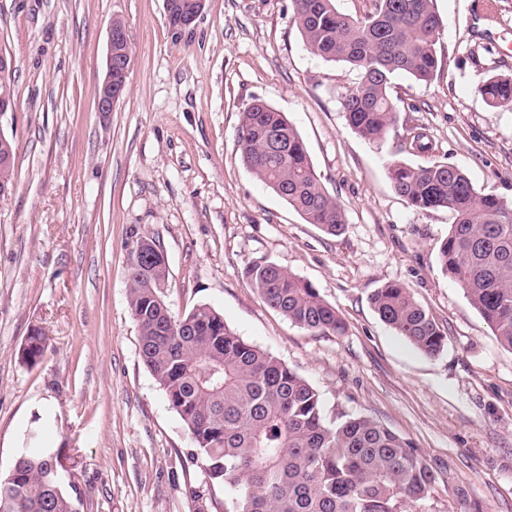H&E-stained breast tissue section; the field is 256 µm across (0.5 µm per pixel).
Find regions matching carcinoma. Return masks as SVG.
<instances>
[{
    "instance_id": "obj_1",
    "label": "carcinoma",
    "mask_w": 512,
    "mask_h": 512,
    "mask_svg": "<svg viewBox=\"0 0 512 512\" xmlns=\"http://www.w3.org/2000/svg\"><path fill=\"white\" fill-rule=\"evenodd\" d=\"M306 48L343 62L358 79L341 100L349 127L368 141L384 138L396 121L392 80L430 81L438 67L442 27L434 0H373L354 17L335 0H293ZM113 60L131 63L129 38L112 42ZM488 104L512 105V76L481 87ZM241 161L308 224L341 234L344 211L322 186L305 143L284 113L255 98L238 127ZM395 191L415 209H445L453 224L439 250L441 271L466 294L500 344L512 351V206L481 195L467 175L443 161L394 162ZM129 307L140 329V357L186 426L192 456L211 482L232 496L224 512H404L424 500L438 471L405 438L365 416L342 411L329 419L319 392L270 353L247 343L216 310L199 306L174 318L164 300L166 265L138 240L130 252ZM253 288L293 324L340 334L345 323L311 284L271 262L246 270ZM387 326L435 357L446 333L400 282L370 298ZM48 348L36 329L21 349L35 365ZM50 444L27 446L0 475V512H79L75 479L56 474Z\"/></svg>"
}]
</instances>
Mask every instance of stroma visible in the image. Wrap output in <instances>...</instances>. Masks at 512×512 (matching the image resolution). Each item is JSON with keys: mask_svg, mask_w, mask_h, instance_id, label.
Instances as JSON below:
<instances>
[{"mask_svg": "<svg viewBox=\"0 0 512 512\" xmlns=\"http://www.w3.org/2000/svg\"><path fill=\"white\" fill-rule=\"evenodd\" d=\"M434 5L438 69L427 83L394 79L397 120L372 143L341 110L355 71L307 50L292 0H206L183 30L168 25L164 0H0L16 92L0 119L16 146L14 186L0 196V474L40 414L76 470L84 512H224V488L193 462L139 356L129 252L149 238L166 257L172 316L217 310L316 388L326 417H370L439 468L406 512H512V353L441 271L452 214L412 208L388 176L392 162L436 159L512 204V108L478 91L512 75V0H496L489 20L473 0ZM115 18L133 57L124 97L100 112ZM256 98L303 138L345 212L341 235L306 223L243 166L237 130ZM415 128L433 155L407 151ZM257 261L312 284L345 332L313 333L267 306L246 275ZM393 281L446 332L438 356L375 313L370 295ZM35 328L49 347L27 365L19 352Z\"/></svg>", "mask_w": 512, "mask_h": 512, "instance_id": "1", "label": "stroma"}]
</instances>
